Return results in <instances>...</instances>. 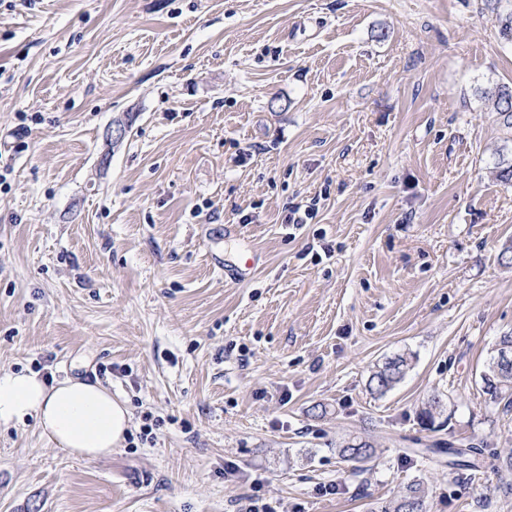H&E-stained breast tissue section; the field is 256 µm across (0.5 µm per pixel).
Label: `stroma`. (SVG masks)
I'll return each instance as SVG.
<instances>
[{
    "label": "stroma",
    "instance_id": "35a3bbf8",
    "mask_svg": "<svg viewBox=\"0 0 512 512\" xmlns=\"http://www.w3.org/2000/svg\"><path fill=\"white\" fill-rule=\"evenodd\" d=\"M498 83L484 0H0V370L132 415L91 461L1 425L0 512H369L416 479L427 512H512L446 453H512L479 378L512 331ZM410 366L411 355L407 353L387 358L371 369L367 379L369 390L373 394L385 395L402 381ZM336 450L341 457L355 462H364L371 459L376 452L372 442L362 437L344 440L338 446L336 444Z\"/></svg>",
    "mask_w": 512,
    "mask_h": 512
}]
</instances>
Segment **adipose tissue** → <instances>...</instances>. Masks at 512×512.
<instances>
[{
  "instance_id": "1",
  "label": "adipose tissue",
  "mask_w": 512,
  "mask_h": 512,
  "mask_svg": "<svg viewBox=\"0 0 512 512\" xmlns=\"http://www.w3.org/2000/svg\"><path fill=\"white\" fill-rule=\"evenodd\" d=\"M30 419L54 447L77 458L98 459L124 441L130 412L97 382L66 378L49 385L31 371L0 372V425Z\"/></svg>"
}]
</instances>
